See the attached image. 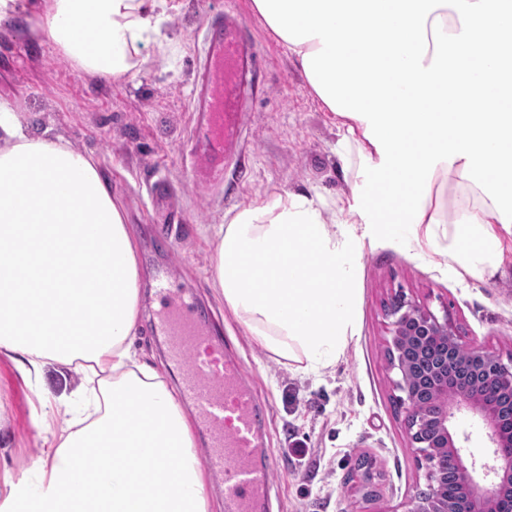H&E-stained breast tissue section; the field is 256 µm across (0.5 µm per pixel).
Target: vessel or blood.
Segmentation results:
<instances>
[{"label":"vessel or blood","instance_id":"1","mask_svg":"<svg viewBox=\"0 0 512 512\" xmlns=\"http://www.w3.org/2000/svg\"><path fill=\"white\" fill-rule=\"evenodd\" d=\"M250 67L239 25L215 16L202 40L190 134L192 155L211 176L223 175L225 163L241 160V97ZM159 296L157 329L169 340L171 360L183 369L182 395L208 436L200 461L224 483V512H265L276 461L261 445L264 403L245 384L243 361L213 342L193 304L164 286Z\"/></svg>","mask_w":512,"mask_h":512}]
</instances>
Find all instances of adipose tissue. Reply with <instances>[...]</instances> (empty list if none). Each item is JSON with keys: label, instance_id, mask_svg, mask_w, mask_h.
Listing matches in <instances>:
<instances>
[{"label": "adipose tissue", "instance_id": "ef3b65f1", "mask_svg": "<svg viewBox=\"0 0 512 512\" xmlns=\"http://www.w3.org/2000/svg\"><path fill=\"white\" fill-rule=\"evenodd\" d=\"M309 88L368 160L326 224L318 191L273 194L212 230V286L269 352L315 374L356 334L366 249L396 243L494 278L512 239V0H253ZM41 28L80 71L135 76L170 0H42ZM465 195L454 223L446 182ZM141 273L96 159L32 133L0 100V357L61 365L62 424L8 498L29 512H210L193 425L132 347ZM99 458L85 473L82 458Z\"/></svg>", "mask_w": 512, "mask_h": 512}]
</instances>
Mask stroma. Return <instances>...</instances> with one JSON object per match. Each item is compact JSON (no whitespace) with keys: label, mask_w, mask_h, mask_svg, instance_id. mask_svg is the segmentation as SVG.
<instances>
[{"label":"stroma","mask_w":512,"mask_h":512,"mask_svg":"<svg viewBox=\"0 0 512 512\" xmlns=\"http://www.w3.org/2000/svg\"><path fill=\"white\" fill-rule=\"evenodd\" d=\"M238 16L259 52L244 94L245 158L210 190L192 182L188 155L197 53L207 17ZM40 16L0 26V97L32 130L53 128L92 153L123 204L142 272L137 353L170 384L178 371L152 334L157 272L189 293L216 336L239 355L267 406L265 446L277 462L269 512H405L426 489V462L410 446L405 413L386 360L387 309L402 298L449 311L467 344L512 361V242L498 278L458 276L437 256L393 243L367 252L357 280V334L320 375L294 370L259 345L211 286L213 225L284 191L318 189L336 201L356 189L337 152L339 123L308 87L294 58L266 27L253 0H174L165 50L144 49L136 77L119 81L78 71L39 34ZM167 189L156 198L157 181ZM80 382L47 368L40 381L0 358V498L41 454L40 396L58 398Z\"/></svg>","instance_id":"obj_1"}]
</instances>
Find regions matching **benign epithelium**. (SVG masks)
Masks as SVG:
<instances>
[{
  "label": "benign epithelium",
  "mask_w": 512,
  "mask_h": 512,
  "mask_svg": "<svg viewBox=\"0 0 512 512\" xmlns=\"http://www.w3.org/2000/svg\"><path fill=\"white\" fill-rule=\"evenodd\" d=\"M388 341L392 387L405 412L411 447L427 463L429 494L408 512H512V367L481 348L462 341L453 319L397 299L390 305ZM445 347H435L437 339ZM493 382L490 391L472 383L475 376ZM460 414L471 416L485 432L490 455L466 465L453 429ZM458 483L447 494L448 466Z\"/></svg>",
  "instance_id": "1"
}]
</instances>
